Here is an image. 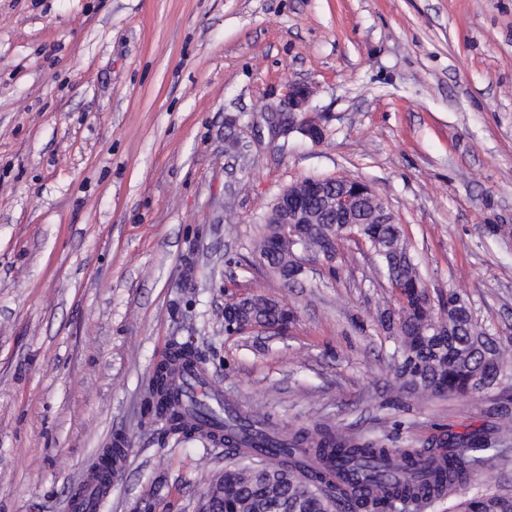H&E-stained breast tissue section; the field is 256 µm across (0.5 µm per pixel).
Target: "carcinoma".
<instances>
[{
  "mask_svg": "<svg viewBox=\"0 0 512 512\" xmlns=\"http://www.w3.org/2000/svg\"><path fill=\"white\" fill-rule=\"evenodd\" d=\"M281 225L269 224L259 253L272 261L296 247L280 237ZM356 233L381 260L389 282L402 286L397 336L401 386L418 394L468 395L479 383L512 384L509 359L497 337L470 323L468 306L448 293L450 334L436 336L433 316L418 265L409 253L398 224H361ZM329 225H306L301 246L313 253L325 250ZM252 317L288 326L286 312L258 297ZM205 360L191 345L173 340L146 387L157 416L173 435L199 434L215 446L233 449L237 462L226 467L224 512H388L400 503L424 506L466 484L483 455L500 435L512 432L504 419L490 432L479 428L463 436L450 435L436 448H389L373 439L358 438L322 425L278 429L268 417L255 419L230 405L211 403L192 392L172 389L175 370L203 372ZM260 448L281 449L276 470L253 467ZM464 512H512V495L477 494Z\"/></svg>",
  "mask_w": 512,
  "mask_h": 512,
  "instance_id": "cac0c4a2",
  "label": "carcinoma"
}]
</instances>
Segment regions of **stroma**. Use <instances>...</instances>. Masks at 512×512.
<instances>
[{
  "instance_id": "1",
  "label": "stroma",
  "mask_w": 512,
  "mask_h": 512,
  "mask_svg": "<svg viewBox=\"0 0 512 512\" xmlns=\"http://www.w3.org/2000/svg\"><path fill=\"white\" fill-rule=\"evenodd\" d=\"M294 83L319 143L273 126ZM314 176L370 185L435 314L458 292L512 349V0H0V512H69L115 446L101 512H202L224 450L145 397L174 338L282 428L431 448L512 414V388L400 390L369 244L288 285L262 264L272 204ZM255 296L287 330L225 331ZM499 445L422 512L512 493Z\"/></svg>"
}]
</instances>
